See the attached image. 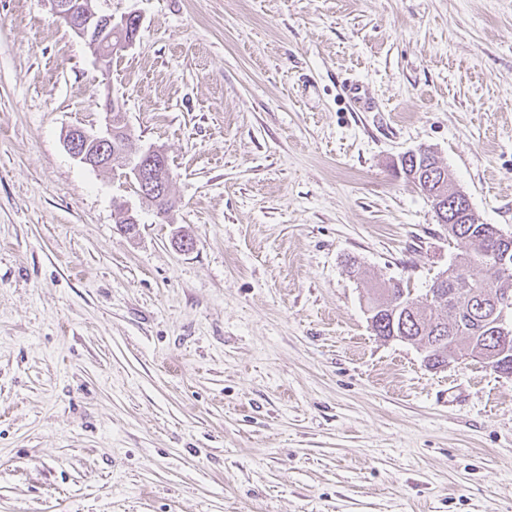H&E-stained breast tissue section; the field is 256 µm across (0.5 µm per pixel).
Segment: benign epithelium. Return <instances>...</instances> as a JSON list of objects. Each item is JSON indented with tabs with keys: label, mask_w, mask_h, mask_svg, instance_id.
<instances>
[{
	"label": "benign epithelium",
	"mask_w": 512,
	"mask_h": 512,
	"mask_svg": "<svg viewBox=\"0 0 512 512\" xmlns=\"http://www.w3.org/2000/svg\"><path fill=\"white\" fill-rule=\"evenodd\" d=\"M52 13L94 52L102 67L109 66L112 56L129 47L130 42L120 36L130 23H140L138 17L125 15L115 20L111 15L97 13L85 0H46ZM106 124L99 131L73 127L65 134L68 152L79 162L93 168L110 169L114 157L130 154L122 165L118 177L133 186L135 193L144 201L157 202L169 198V171L166 155L152 147L141 149L131 146L128 129L112 119V114L123 112V104L115 98L105 100ZM450 196L452 207L470 212L468 195L450 183L443 188ZM491 263L504 274L512 272V251L501 250L489 254ZM495 338L498 346L495 358L500 360L499 372L512 375V326L505 321V314L496 319Z\"/></svg>",
	"instance_id": "7a95c632"
}]
</instances>
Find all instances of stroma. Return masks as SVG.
I'll use <instances>...</instances> for the list:
<instances>
[{
    "instance_id": "35a3bbf8",
    "label": "stroma",
    "mask_w": 512,
    "mask_h": 512,
    "mask_svg": "<svg viewBox=\"0 0 512 512\" xmlns=\"http://www.w3.org/2000/svg\"><path fill=\"white\" fill-rule=\"evenodd\" d=\"M95 4L140 18L106 70L0 0V512H512V377L365 312L461 251L403 154L512 236V0ZM109 94L168 220L65 146ZM409 161V171L412 172L413 169L416 167V173L421 172L419 176L420 183L423 175H426L425 184H427L430 181V190L435 188V186L441 181L443 175L444 182L448 181V186L442 188L441 191L445 192V194H447L448 196H451L449 202H453V209L456 211L458 208L459 210H461V212L465 210V214L470 212L471 202L468 195L461 189L456 187L453 183H450V181L448 180V170L438 164L431 150L426 148L419 149L417 151L416 161L414 162L413 158H410ZM427 199L431 202L436 217L438 212L440 222L443 223V217L445 216L443 212L445 207H449V202L447 201L445 205H440L439 207L437 206L436 212L433 201H431L429 197H427ZM376 293H378V296L369 301L367 306L368 308L376 309L392 302L393 300H399L401 298V302H405L410 299L409 288H403L399 282H385L377 288Z\"/></svg>"
}]
</instances>
